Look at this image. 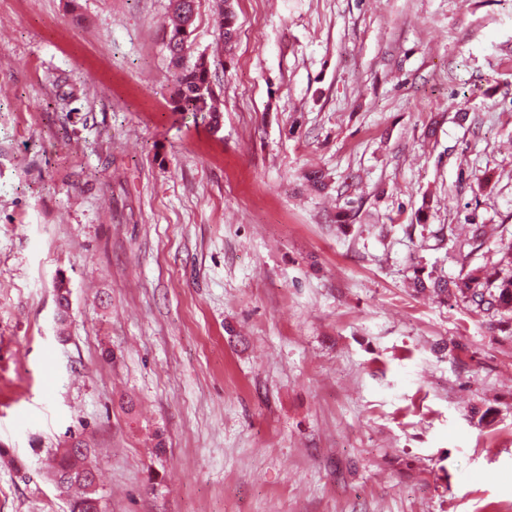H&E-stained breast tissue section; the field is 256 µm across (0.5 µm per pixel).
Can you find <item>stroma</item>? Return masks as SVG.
I'll use <instances>...</instances> for the list:
<instances>
[{
	"label": "stroma",
	"instance_id": "35a3bbf8",
	"mask_svg": "<svg viewBox=\"0 0 512 512\" xmlns=\"http://www.w3.org/2000/svg\"><path fill=\"white\" fill-rule=\"evenodd\" d=\"M233 7L215 128L170 0H0V512H512V325L408 286L512 244V0ZM196 0H171L169 28L166 31V48L174 65L175 83L172 101L182 112L207 113L218 127L221 110L217 104L213 77L217 65L206 53H199L193 61L186 60L188 41L196 19ZM47 473L60 489L77 488L80 495L71 503V512H101L99 510L96 474L88 448L78 441L65 448L50 450L43 460Z\"/></svg>",
	"mask_w": 512,
	"mask_h": 512
}]
</instances>
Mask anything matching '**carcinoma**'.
<instances>
[{"label":"carcinoma","instance_id":"carcinoma-1","mask_svg":"<svg viewBox=\"0 0 512 512\" xmlns=\"http://www.w3.org/2000/svg\"><path fill=\"white\" fill-rule=\"evenodd\" d=\"M219 2L218 39L228 46L237 32L236 16L228 0ZM195 19L196 0H171L166 48L175 67L172 101L183 112L208 114L213 126L217 127L221 121L213 83L217 62L210 60L204 52L190 62L186 60ZM499 265L508 268V274L503 276L499 271L476 267L450 282L430 274L424 278L417 271L410 285L416 293L427 294L441 303L458 297L475 311L512 313V246L502 251ZM55 288L58 320L63 322L69 309L70 291L63 279L56 282ZM43 464L57 487L80 490V495L71 503V512H100L96 474L88 449L81 442L49 451Z\"/></svg>","mask_w":512,"mask_h":512}]
</instances>
